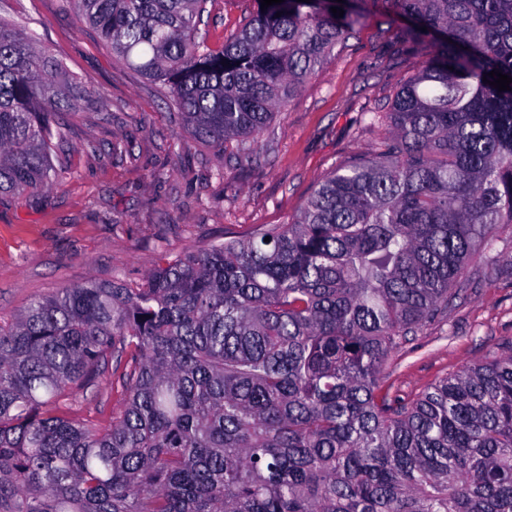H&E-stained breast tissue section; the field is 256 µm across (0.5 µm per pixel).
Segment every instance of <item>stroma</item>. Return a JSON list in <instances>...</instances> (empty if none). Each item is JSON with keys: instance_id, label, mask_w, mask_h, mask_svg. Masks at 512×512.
I'll return each instance as SVG.
<instances>
[{"instance_id": "35a3bbf8", "label": "stroma", "mask_w": 512, "mask_h": 512, "mask_svg": "<svg viewBox=\"0 0 512 512\" xmlns=\"http://www.w3.org/2000/svg\"><path fill=\"white\" fill-rule=\"evenodd\" d=\"M253 8L252 0H209L201 27L209 46L220 48ZM360 8L363 25L312 71L246 156L234 144L221 153L204 141L176 145L182 119L159 86L112 56L63 0H0V17L25 26L92 94L61 120L52 183L0 197V318L90 280L141 281L162 251L175 256L291 222L322 179L383 136L385 124L370 115L386 112L421 59L400 37L404 21L392 0H360ZM89 142L95 151H85ZM116 144L131 150L113 153ZM219 167L220 181L212 176ZM486 253L503 275L486 280L471 261L445 316L393 353L385 378L392 392L415 399L512 340V226L499 229ZM115 364L108 359L60 414L107 425L120 408Z\"/></svg>"}]
</instances>
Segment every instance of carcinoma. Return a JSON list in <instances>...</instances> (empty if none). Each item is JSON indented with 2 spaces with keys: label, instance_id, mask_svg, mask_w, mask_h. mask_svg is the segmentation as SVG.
<instances>
[{
  "label": "carcinoma",
  "instance_id": "obj_1",
  "mask_svg": "<svg viewBox=\"0 0 512 512\" xmlns=\"http://www.w3.org/2000/svg\"><path fill=\"white\" fill-rule=\"evenodd\" d=\"M65 2L161 86L179 143L221 149L258 141L363 19L359 0H254L213 50L208 0ZM392 2L423 60L378 149L291 223L0 319V512H512V341L411 402L382 384L512 224V90L483 78L512 77V0ZM72 84L0 19V195L50 184L55 118L88 99ZM110 356L109 425L55 414Z\"/></svg>",
  "mask_w": 512,
  "mask_h": 512
}]
</instances>
